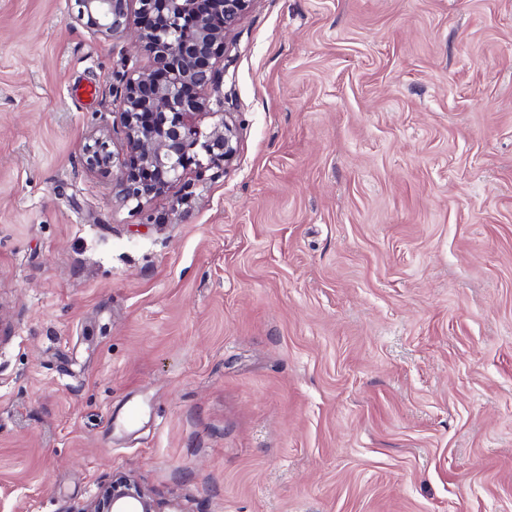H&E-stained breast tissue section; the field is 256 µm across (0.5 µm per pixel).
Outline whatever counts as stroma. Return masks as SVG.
<instances>
[{
  "label": "stroma",
  "mask_w": 512,
  "mask_h": 512,
  "mask_svg": "<svg viewBox=\"0 0 512 512\" xmlns=\"http://www.w3.org/2000/svg\"><path fill=\"white\" fill-rule=\"evenodd\" d=\"M77 14L0 0V512H512V0H253L236 156L140 206ZM68 512H183L177 502H161L130 475L116 473L102 494Z\"/></svg>",
  "instance_id": "obj_1"
}]
</instances>
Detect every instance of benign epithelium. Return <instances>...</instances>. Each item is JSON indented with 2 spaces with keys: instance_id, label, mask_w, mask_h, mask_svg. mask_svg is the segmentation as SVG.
<instances>
[{
  "instance_id": "obj_1",
  "label": "benign epithelium",
  "mask_w": 512,
  "mask_h": 512,
  "mask_svg": "<svg viewBox=\"0 0 512 512\" xmlns=\"http://www.w3.org/2000/svg\"><path fill=\"white\" fill-rule=\"evenodd\" d=\"M253 0H78L76 20L106 39L134 28L138 48L153 56V68L129 75L120 119L126 152L117 157L103 136L84 146L87 165L109 173L118 169L123 198L141 205L180 180L199 146L209 166L221 167L236 154L233 125L220 120L204 133L198 119L210 111V98L224 103L219 58L227 35ZM73 512H183L161 502L131 476L116 473L102 494Z\"/></svg>"
}]
</instances>
